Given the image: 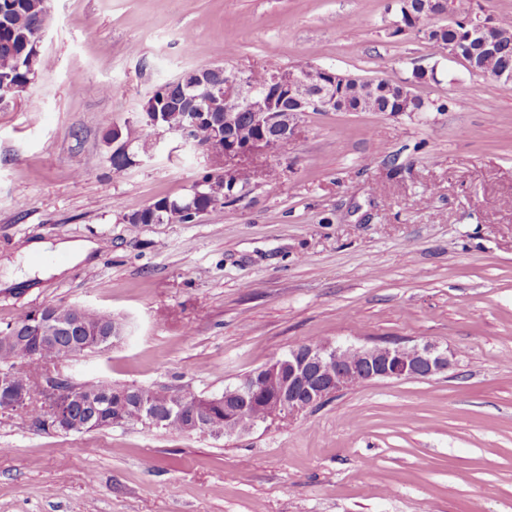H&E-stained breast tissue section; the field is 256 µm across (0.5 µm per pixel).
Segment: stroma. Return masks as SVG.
Masks as SVG:
<instances>
[{"mask_svg": "<svg viewBox=\"0 0 512 512\" xmlns=\"http://www.w3.org/2000/svg\"><path fill=\"white\" fill-rule=\"evenodd\" d=\"M44 64L0 102V327L71 305L127 336L64 360L100 380L222 393L301 344L431 343L447 372L344 390L215 439L0 416V512H512V83L472 77L396 0H50ZM213 66L436 77L443 112H309L270 180L191 224L124 223L187 196L201 152L160 137L114 170L106 135ZM95 258L17 282L23 247ZM98 246L89 240L78 242H59L55 245L52 255L65 254L74 262H81L91 259L95 255Z\"/></svg>", "mask_w": 512, "mask_h": 512, "instance_id": "obj_1", "label": "stroma"}]
</instances>
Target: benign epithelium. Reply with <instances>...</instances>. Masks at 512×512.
I'll list each match as a JSON object with an SVG mask.
<instances>
[{"mask_svg":"<svg viewBox=\"0 0 512 512\" xmlns=\"http://www.w3.org/2000/svg\"><path fill=\"white\" fill-rule=\"evenodd\" d=\"M399 8L405 9L412 20V27L394 20L392 35L399 36L412 30L428 35L431 28L425 21L458 13L456 5L446 0H398ZM467 36L462 42L448 44V58L466 66L471 75H479L495 81L505 78L503 74H492L477 68L463 46L479 42L487 52L497 53L500 39L490 35L493 21L475 11L467 15ZM351 76L336 72L333 68L301 67L270 70L268 84L264 90L255 89L247 74L234 72L225 76L224 84L210 88L212 97H236L251 113L256 133L247 140L235 137L239 113H224L223 131L216 134L204 154L212 168L223 170L224 190H216L214 183L200 180L192 187L193 202L185 214L195 221L205 211L223 203L227 197L239 198L250 188L241 183L238 170L252 158L276 151L285 141L292 142L300 135L303 114L313 111L334 112L339 95ZM186 122L177 131L180 138L192 141L193 128L209 120L205 112L185 113ZM131 143L124 138L122 130L112 129V155L121 158L126 166L140 165L151 158L150 147L143 151H130ZM42 318L38 320L39 339L43 344L56 342L57 336L65 332L82 329L79 321L63 326L51 315V308H39ZM448 351L431 343L402 345L399 343L372 346L335 345L329 341L297 346L288 354L246 374L235 388L217 394L209 402L224 403V428L204 409L190 406L179 394L164 413L155 411L141 399L117 408L112 423L119 426L148 425L163 427L170 420L186 421L188 432H201L220 437L232 433L229 404L237 402L252 411L249 428L281 417L294 418L323 403L344 389L385 379H428L448 370ZM39 392L47 412L48 421L59 429L78 432L84 421L72 410L79 402L84 408H94V395L90 390L72 382L64 383L62 373L48 371L41 379ZM33 390L18 381L10 368L0 369V415L25 411L31 405Z\"/></svg>","mask_w":512,"mask_h":512,"instance_id":"7a95c632","label":"benign epithelium"}]
</instances>
